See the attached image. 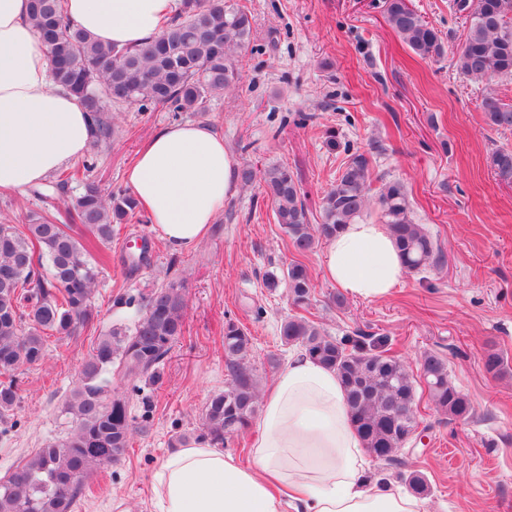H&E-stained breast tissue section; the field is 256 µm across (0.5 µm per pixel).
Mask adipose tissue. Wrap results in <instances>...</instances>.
<instances>
[{"label":"adipose tissue","instance_id":"ef3b65f1","mask_svg":"<svg viewBox=\"0 0 512 512\" xmlns=\"http://www.w3.org/2000/svg\"><path fill=\"white\" fill-rule=\"evenodd\" d=\"M180 0H68V17L118 46L157 36ZM81 101L54 85L29 19V0H0V192L23 193L81 157L91 136ZM125 181L161 237L190 249L236 184L224 139L185 122L141 149ZM327 280L364 300L392 296L403 262L385 224L358 220L325 244ZM335 372L293 352L263 395L252 460L204 442L169 454L153 482L158 512H424L422 502L371 476Z\"/></svg>","mask_w":512,"mask_h":512}]
</instances>
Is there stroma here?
Masks as SVG:
<instances>
[{
    "label": "stroma",
    "instance_id": "1",
    "mask_svg": "<svg viewBox=\"0 0 512 512\" xmlns=\"http://www.w3.org/2000/svg\"><path fill=\"white\" fill-rule=\"evenodd\" d=\"M240 2L254 16L255 43H275V50L243 57L240 82L212 98L207 111L113 108L118 133L95 157L91 178L107 192L125 188L126 168L156 132L199 122L223 136L235 167L288 165L315 205L348 150L375 141L373 180L406 185L414 219L437 239L445 264L405 273L389 299L351 297L336 307L323 247L298 256L256 184L236 189L209 235L184 251L172 250L146 213L117 225L92 299L94 331L131 323L136 301L175 277L185 286V333L161 369V383L141 385L152 410L148 434L135 438L120 464L91 478L77 512H155L152 480L172 439L199 429L208 396L227 382L226 319L248 328L249 363L269 385L290 352L278 329L294 309L286 290L268 291L263 278L298 259L314 285L311 317L327 335L360 329L385 337L411 365L423 353L438 354L474 406L467 421L442 419L418 386L422 440L407 445L400 464H377L376 473L397 486L401 472L423 473L428 512H512V183L488 163L493 149L512 147V131L488 127L481 110L491 92L512 102V78L457 73L452 57L463 19L452 0H411L442 36L445 53L435 60L419 58L391 31L384 0ZM144 240L152 246L149 260L129 271L127 256ZM93 333L50 349L42 365L21 374L18 424L0 434V476L66 434L64 400ZM490 348L505 360L496 377L481 362Z\"/></svg>",
    "mask_w": 512,
    "mask_h": 512
}]
</instances>
